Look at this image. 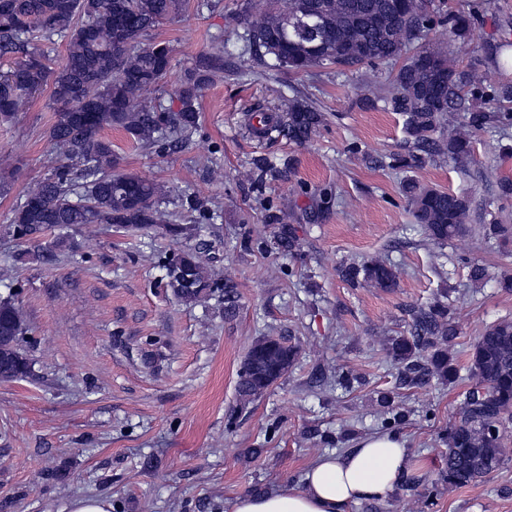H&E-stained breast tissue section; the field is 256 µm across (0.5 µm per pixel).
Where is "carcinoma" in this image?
Segmentation results:
<instances>
[{"mask_svg": "<svg viewBox=\"0 0 512 512\" xmlns=\"http://www.w3.org/2000/svg\"><path fill=\"white\" fill-rule=\"evenodd\" d=\"M188 0H0V57L21 59L0 72V118L22 112L50 90L53 121L48 138L65 163L36 182L13 210L11 227L19 238L91 224H110L120 232L154 231L179 236L189 228L161 207L165 186L117 170L106 129L127 133L150 148L165 136L187 141L199 121V99L210 74L224 69V41L180 80L179 105L162 106L159 83L171 72L173 47L144 44L141 38L161 21L182 14ZM469 15L444 8L438 0H266L250 16L243 39L268 69L295 73L335 66L345 73L364 64H396L390 86L366 98L400 115L404 143L388 155V167L405 174L402 193L413 223L426 239L439 244L464 234L472 200L466 192L424 186L409 177L436 159L465 169L472 155L471 134L488 127L508 136L512 129V83L479 79L452 58V50L422 41L437 27L448 31V45L465 41ZM67 39L63 62L56 67L41 49ZM494 105L495 111L486 110ZM277 109H262L260 133L279 130ZM465 114V129L444 131L448 116ZM288 138L302 144L316 136L325 117L312 104L291 97ZM78 173L82 184L73 181ZM158 266L173 296L186 305L204 304L220 293L224 316L236 314L238 285L219 280L204 249L189 248L161 258ZM352 284L389 290L398 286L400 269L371 259L340 270ZM407 332L388 343L403 384L420 388L436 376L454 381L457 369L449 350L457 336L448 303L437 299L409 310ZM24 313L0 299V382L31 375L34 363L23 346ZM297 350L281 337L258 340L239 374L240 400L250 402L288 372ZM475 387L465 394L460 420L448 432L444 480L464 486L496 471L512 452L503 430L512 422V321L487 327L473 347Z\"/></svg>", "mask_w": 512, "mask_h": 512, "instance_id": "obj_1", "label": "carcinoma"}]
</instances>
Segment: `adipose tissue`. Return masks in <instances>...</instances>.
I'll return each instance as SVG.
<instances>
[{"label": "adipose tissue", "instance_id": "adipose-tissue-1", "mask_svg": "<svg viewBox=\"0 0 512 512\" xmlns=\"http://www.w3.org/2000/svg\"><path fill=\"white\" fill-rule=\"evenodd\" d=\"M406 464L403 441L376 435L343 454L318 457L307 469L302 487L239 496L231 502L230 512H347L363 501L387 499Z\"/></svg>", "mask_w": 512, "mask_h": 512}]
</instances>
